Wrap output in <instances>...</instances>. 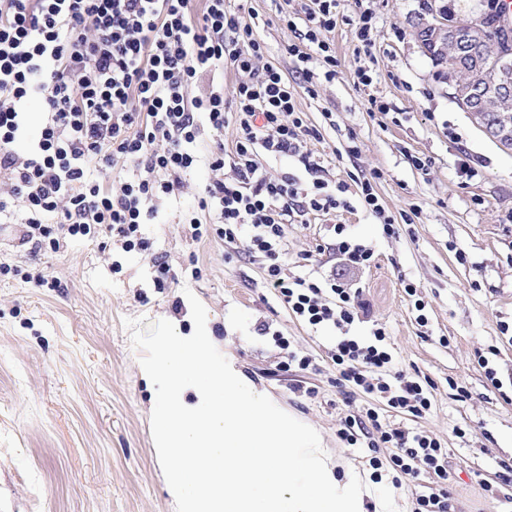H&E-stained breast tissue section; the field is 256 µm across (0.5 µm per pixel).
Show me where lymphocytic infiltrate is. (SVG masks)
I'll return each instance as SVG.
<instances>
[{
  "label": "lymphocytic infiltrate",
  "instance_id": "f902f5d3",
  "mask_svg": "<svg viewBox=\"0 0 512 512\" xmlns=\"http://www.w3.org/2000/svg\"><path fill=\"white\" fill-rule=\"evenodd\" d=\"M344 0H309L299 42L287 48L294 78L264 60L258 26L241 24L232 0H0V218L22 211V237L54 253L76 240H108L145 251L144 225L163 203L194 192L200 216L186 218L192 239L213 238L257 259L263 284L312 330L329 332L328 356L344 398L365 397L338 434L414 484V512H455L448 451L425 431L392 426L386 414L426 418V385L397 369L384 327L359 336L368 315L359 290L335 276L288 273L292 224L330 218L328 250L363 269L374 252L335 223L349 209L346 182L328 178L307 149L320 139L297 106L298 90L315 95L336 76L334 31ZM236 69L232 96L224 68ZM204 92H196L201 81ZM44 108L38 137L19 149L29 125L26 104ZM237 136L224 157V130ZM304 168L271 173L267 160ZM211 172L202 187L189 176Z\"/></svg>",
  "mask_w": 512,
  "mask_h": 512
}]
</instances>
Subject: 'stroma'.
Listing matches in <instances>:
<instances>
[{
	"label": "stroma",
	"mask_w": 512,
	"mask_h": 512,
	"mask_svg": "<svg viewBox=\"0 0 512 512\" xmlns=\"http://www.w3.org/2000/svg\"><path fill=\"white\" fill-rule=\"evenodd\" d=\"M305 0H248L244 24L259 21L266 60L284 73L295 35L284 14L301 16ZM372 13L370 47L350 26L327 33L338 60L334 79L316 96L299 92L297 104L322 137L308 143L329 178L352 181L381 172L375 190L386 212L399 218L387 237L362 205L337 214L351 234L372 248L375 267H345L321 247L323 217L288 227V272L334 274L360 289L369 316L355 323L369 335L374 323L389 334L400 369L432 386V412L417 428L448 450V489L463 512H507L511 484L484 496L481 481L498 482L501 462L512 464V153L473 125L418 47L424 0H348L344 12ZM367 70L370 85L358 83ZM386 111L372 110V101ZM357 146L349 154V146ZM425 169H417L412 157ZM480 174L469 177L465 163ZM186 194L145 225L148 251L123 252L89 241L61 253L38 252L0 230V512H176L151 432L154 387L140 371L142 353L124 321H171L191 334L186 291L207 309L206 329L239 378L278 407L313 427L332 474L358 476L375 498L392 499L396 512H412L409 486L394 487L390 472L373 482L368 456L340 439L341 420L365 405L344 403L329 359V340L296 319L262 286L259 264L229 254L221 241L192 240L184 215L197 211ZM170 266L165 287H155L154 257ZM44 283H37L36 273ZM416 284L428 323L404 293ZM269 323L315 367L290 374L278 369L279 350L260 336ZM491 354L502 381L494 389L477 363ZM305 381L308 391L289 388ZM468 396L459 399L456 386ZM463 436H456V429Z\"/></svg>",
	"instance_id": "obj_1"
}]
</instances>
